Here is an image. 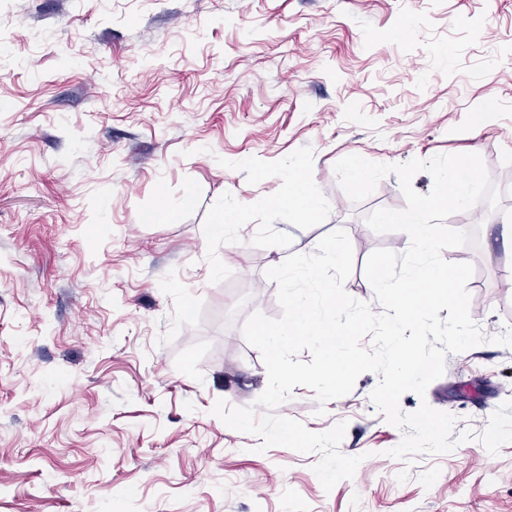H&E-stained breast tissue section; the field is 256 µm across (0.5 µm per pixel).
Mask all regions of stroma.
<instances>
[{
  "instance_id": "stroma-1",
  "label": "stroma",
  "mask_w": 512,
  "mask_h": 512,
  "mask_svg": "<svg viewBox=\"0 0 512 512\" xmlns=\"http://www.w3.org/2000/svg\"><path fill=\"white\" fill-rule=\"evenodd\" d=\"M481 155L498 209L450 216L478 242L470 312L486 343L448 355L421 404L474 440L412 466L370 399L379 377L316 415L294 387L278 409L347 429L353 478L324 491L319 453L229 428L212 409L268 383L242 333L280 314L269 268L345 230L346 292L402 232L395 175L352 202L334 165ZM300 167L322 201L290 202ZM237 234L214 238L224 209ZM151 213L152 223H141ZM512 0H0V512H512V443L477 441L512 400ZM409 469L406 482L397 474Z\"/></svg>"
}]
</instances>
